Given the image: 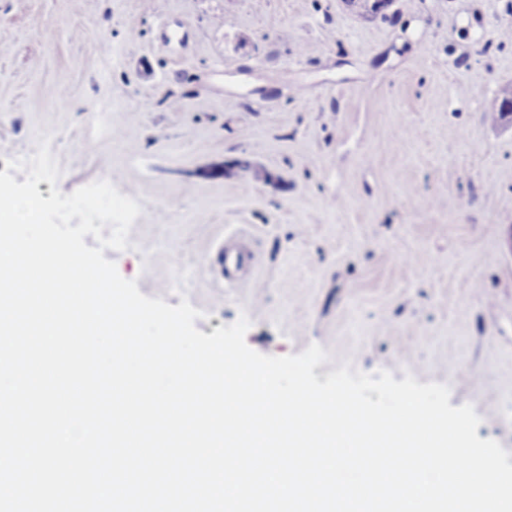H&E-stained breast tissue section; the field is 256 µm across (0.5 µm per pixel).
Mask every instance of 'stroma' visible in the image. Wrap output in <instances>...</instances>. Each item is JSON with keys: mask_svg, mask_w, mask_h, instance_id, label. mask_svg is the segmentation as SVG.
Instances as JSON below:
<instances>
[{"mask_svg": "<svg viewBox=\"0 0 512 512\" xmlns=\"http://www.w3.org/2000/svg\"><path fill=\"white\" fill-rule=\"evenodd\" d=\"M510 22L512 0H0V171L49 139L62 194L140 203L104 256L143 295L206 334L247 315L265 355L320 345L321 379L446 384L512 452V120L486 118ZM228 234L253 256L229 285Z\"/></svg>", "mask_w": 512, "mask_h": 512, "instance_id": "35a3bbf8", "label": "stroma"}]
</instances>
